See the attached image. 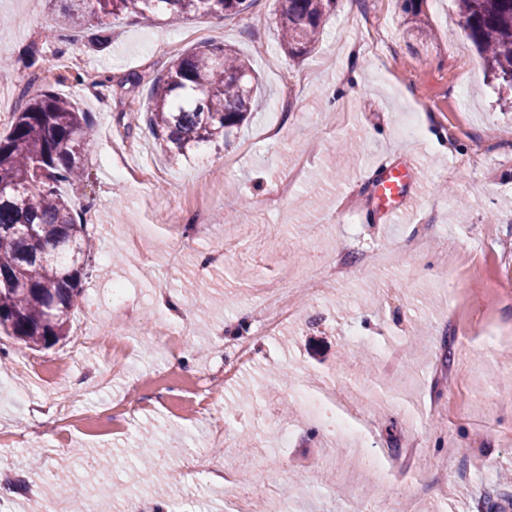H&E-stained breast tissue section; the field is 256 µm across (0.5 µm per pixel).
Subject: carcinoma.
Returning <instances> with one entry per match:
<instances>
[{
	"label": "carcinoma",
	"mask_w": 512,
	"mask_h": 512,
	"mask_svg": "<svg viewBox=\"0 0 512 512\" xmlns=\"http://www.w3.org/2000/svg\"><path fill=\"white\" fill-rule=\"evenodd\" d=\"M61 25L82 28L97 18L89 43L111 42L112 20L170 14L232 15L253 0H68ZM281 48L288 58L315 51L336 0H278ZM463 26L489 75L512 90V0H456ZM420 0H402L405 22L422 35L428 23ZM256 77L224 46L190 49L151 82L146 122L164 153L179 160L202 146L225 144L254 111ZM94 137L87 113L52 90H41L14 113L0 134V332L23 349L50 347L67 335L70 314L87 275L92 248L84 213L67 190L87 166L85 145Z\"/></svg>",
	"instance_id": "carcinoma-1"
}]
</instances>
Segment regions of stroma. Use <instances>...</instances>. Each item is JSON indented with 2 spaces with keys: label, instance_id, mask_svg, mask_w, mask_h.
Here are the masks:
<instances>
[{
  "label": "stroma",
  "instance_id": "1",
  "mask_svg": "<svg viewBox=\"0 0 512 512\" xmlns=\"http://www.w3.org/2000/svg\"><path fill=\"white\" fill-rule=\"evenodd\" d=\"M278 0H255L231 16L115 20L104 50L86 34L51 36L58 0H0V133L21 93L50 89L74 94L98 137L87 146L88 172L72 191L75 203L94 199L97 227L88 228L92 269L67 336L37 351L18 352L0 333L9 356L0 368V512H45L50 484L66 482L59 504L78 500L93 512H235L219 477L243 468L253 512H367V494L403 497L419 487L420 512H471L491 493L512 512V355L490 348L488 336L512 330V113L459 23L453 0H422L433 34L422 39L404 24L398 0H336L315 53L291 60L281 50ZM202 43L234 49L259 79L262 103L235 130L228 146L171 160L146 124L126 129V115L146 111L148 90L177 55ZM37 55L38 82L25 62ZM96 84H75L77 75ZM418 125L419 135L407 129ZM446 134L440 150L434 132ZM419 160L416 200L401 223H383L371 182L377 162L400 154ZM151 164L158 175L129 185L114 169ZM288 198L263 200L291 174ZM213 185L206 217L170 223L190 213L197 190ZM425 252L409 253L414 237ZM183 250L176 266L169 252ZM357 255L341 282L310 291L303 270L338 252ZM297 279L300 316L267 337L256 322L257 281L276 272ZM203 281L205 292L183 285ZM126 295L113 306L110 290ZM182 297L184 336L169 348L166 299ZM252 324L257 353L235 381L224 364L238 339L229 330L239 313ZM125 330L120 363L108 353L74 350L83 330ZM467 336L469 356L459 377L444 374L449 340ZM402 349L393 370L385 351ZM71 362L63 382L36 380L35 368ZM294 393L318 396L330 415L354 423L388 465L364 474L355 493L329 469L314 471L323 449L349 456L336 432L272 395L280 370ZM218 400L214 416L184 414L193 381ZM123 406L121 428L105 413ZM289 430L282 444L281 430ZM250 433L253 447L239 439ZM170 448L155 479L139 484L144 435ZM36 449L32 466L27 449ZM283 460L268 470L266 457ZM487 462L490 473L477 471Z\"/></svg>",
  "mask_w": 512,
  "mask_h": 512
}]
</instances>
